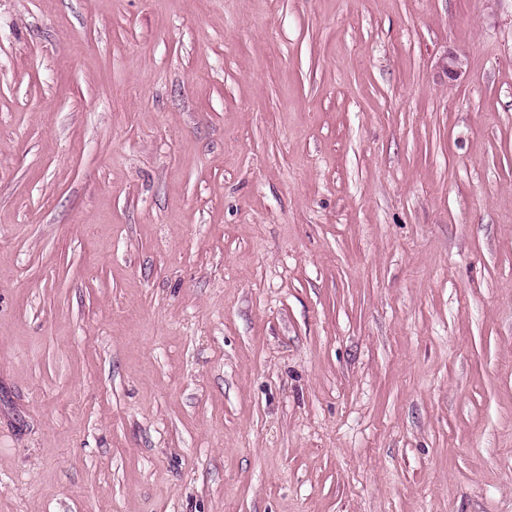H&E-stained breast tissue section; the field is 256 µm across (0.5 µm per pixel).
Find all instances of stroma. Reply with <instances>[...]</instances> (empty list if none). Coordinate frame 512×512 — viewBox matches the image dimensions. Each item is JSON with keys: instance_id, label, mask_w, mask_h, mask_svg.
<instances>
[{"instance_id": "obj_1", "label": "stroma", "mask_w": 512, "mask_h": 512, "mask_svg": "<svg viewBox=\"0 0 512 512\" xmlns=\"http://www.w3.org/2000/svg\"><path fill=\"white\" fill-rule=\"evenodd\" d=\"M0 512H512V0H0Z\"/></svg>"}]
</instances>
